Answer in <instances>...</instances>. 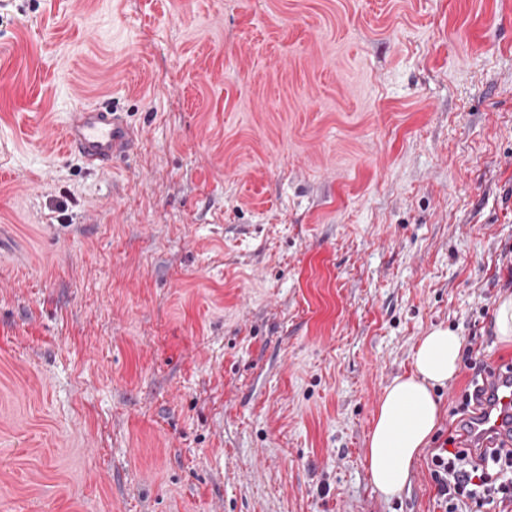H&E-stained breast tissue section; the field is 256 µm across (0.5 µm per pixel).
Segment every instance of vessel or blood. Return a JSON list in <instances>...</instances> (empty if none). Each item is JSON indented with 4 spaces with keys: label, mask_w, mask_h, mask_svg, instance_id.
Instances as JSON below:
<instances>
[{
    "label": "vessel or blood",
    "mask_w": 512,
    "mask_h": 512,
    "mask_svg": "<svg viewBox=\"0 0 512 512\" xmlns=\"http://www.w3.org/2000/svg\"><path fill=\"white\" fill-rule=\"evenodd\" d=\"M130 139L119 113L103 103L71 112L63 128L66 148L93 167L108 165L123 154ZM478 406V411L466 419L461 447L477 455L512 444V371L497 369L484 378Z\"/></svg>",
    "instance_id": "vessel-or-blood-1"
}]
</instances>
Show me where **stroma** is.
<instances>
[{
    "label": "stroma",
    "instance_id": "1",
    "mask_svg": "<svg viewBox=\"0 0 512 512\" xmlns=\"http://www.w3.org/2000/svg\"><path fill=\"white\" fill-rule=\"evenodd\" d=\"M506 293L512 0H0V512H440L367 436ZM62 136L65 147L92 167L107 166L125 152L131 139L119 112H112V107L103 103L71 112Z\"/></svg>",
    "mask_w": 512,
    "mask_h": 512
}]
</instances>
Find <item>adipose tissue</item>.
Listing matches in <instances>:
<instances>
[{
    "label": "adipose tissue",
    "mask_w": 512,
    "mask_h": 512,
    "mask_svg": "<svg viewBox=\"0 0 512 512\" xmlns=\"http://www.w3.org/2000/svg\"><path fill=\"white\" fill-rule=\"evenodd\" d=\"M462 348V336L431 328L412 356V373L386 388L366 450L371 481L382 493L390 496L403 488L413 460L435 432L441 409L433 389L459 373Z\"/></svg>",
    "instance_id": "1"
}]
</instances>
